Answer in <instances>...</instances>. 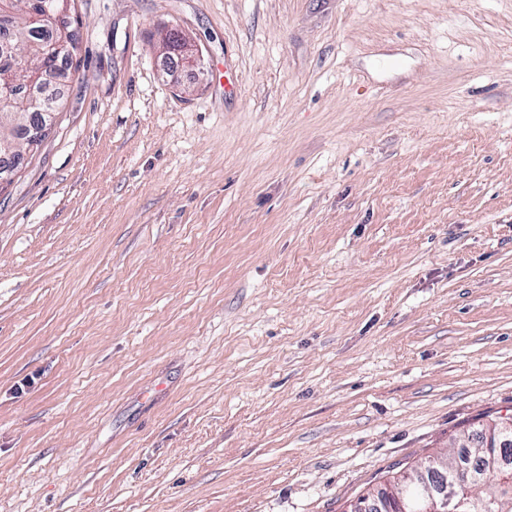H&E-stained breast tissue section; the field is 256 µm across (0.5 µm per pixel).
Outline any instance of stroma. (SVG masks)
I'll return each mask as SVG.
<instances>
[{"instance_id":"1","label":"stroma","mask_w":512,"mask_h":512,"mask_svg":"<svg viewBox=\"0 0 512 512\" xmlns=\"http://www.w3.org/2000/svg\"><path fill=\"white\" fill-rule=\"evenodd\" d=\"M72 30L0 191V512H345L512 415V0ZM190 46L191 45H189L186 40L172 42L166 45V58L174 59V57H177V59L182 63H187L191 66H197L200 69H203L201 57L197 54H193V50Z\"/></svg>"}]
</instances>
